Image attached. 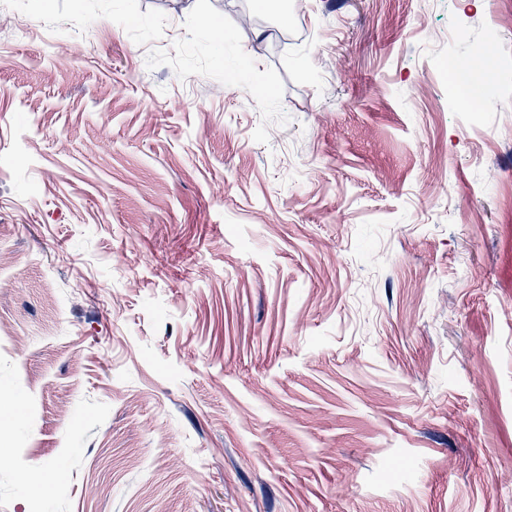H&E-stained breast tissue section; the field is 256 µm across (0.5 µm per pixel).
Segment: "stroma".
Masks as SVG:
<instances>
[{
    "mask_svg": "<svg viewBox=\"0 0 512 512\" xmlns=\"http://www.w3.org/2000/svg\"><path fill=\"white\" fill-rule=\"evenodd\" d=\"M252 8L0 0V512H512V0Z\"/></svg>",
    "mask_w": 512,
    "mask_h": 512,
    "instance_id": "1",
    "label": "stroma"
}]
</instances>
